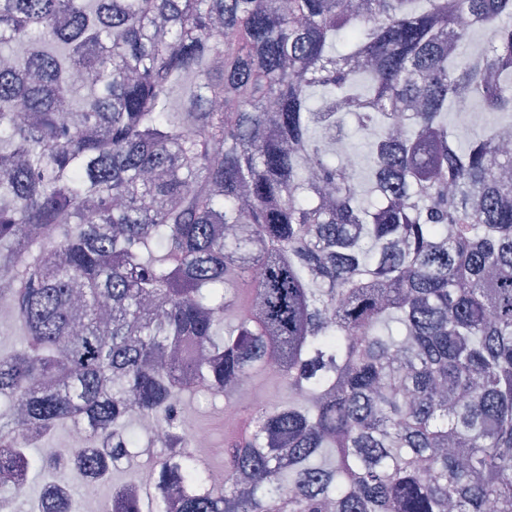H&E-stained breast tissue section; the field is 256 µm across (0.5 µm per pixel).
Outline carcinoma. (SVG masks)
I'll return each instance as SVG.
<instances>
[{
  "label": "carcinoma",
  "mask_w": 512,
  "mask_h": 512,
  "mask_svg": "<svg viewBox=\"0 0 512 512\" xmlns=\"http://www.w3.org/2000/svg\"><path fill=\"white\" fill-rule=\"evenodd\" d=\"M461 105L512 112V0H0V499L89 414L86 489L166 453L113 512H512V123ZM259 371L212 487L179 401ZM480 112L481 111L476 110L473 107L461 108L455 113V121L453 114L448 112V125L454 132L455 137L461 146H467L470 139L477 134L482 127L493 124L501 117L499 114L485 113L482 123L477 124L482 120V114ZM455 122L459 128L474 126L467 131L459 132L455 129ZM254 396H260L265 403L273 404L288 399V393L277 380L266 373H258L250 384ZM163 450L159 447L144 448V452L137 458L122 464L121 468L112 472V484L118 485L129 479H136L142 483L141 490L147 502L159 500L166 496L164 489L148 483L151 481L154 464L161 458Z\"/></svg>",
  "instance_id": "obj_1"
}]
</instances>
